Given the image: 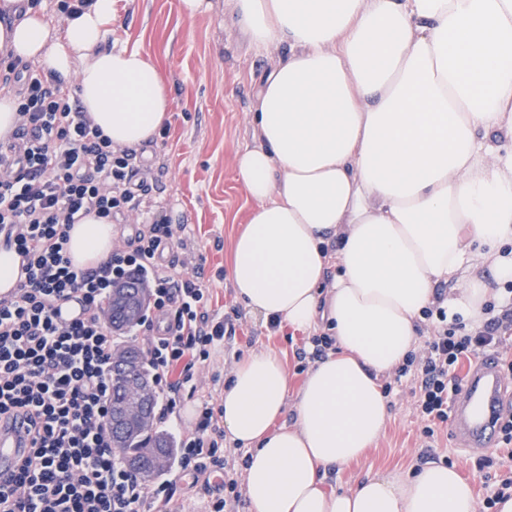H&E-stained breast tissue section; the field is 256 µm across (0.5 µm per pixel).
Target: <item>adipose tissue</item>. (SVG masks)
I'll return each instance as SVG.
<instances>
[{"label":"adipose tissue","instance_id":"1","mask_svg":"<svg viewBox=\"0 0 512 512\" xmlns=\"http://www.w3.org/2000/svg\"><path fill=\"white\" fill-rule=\"evenodd\" d=\"M253 45L280 53L256 82L253 143L234 168L253 206L231 257L250 314L334 350L291 390L273 351L237 363L220 398L244 448L249 512H478L471 486L431 462L328 490L327 468L376 445L381 380L416 348L439 283L469 326L512 282V0H231ZM112 0L52 26L35 0H0V54L78 75L113 144H147L168 80L138 49H105ZM112 225L70 232L74 265L112 251ZM293 423H283L286 413Z\"/></svg>","mask_w":512,"mask_h":512}]
</instances>
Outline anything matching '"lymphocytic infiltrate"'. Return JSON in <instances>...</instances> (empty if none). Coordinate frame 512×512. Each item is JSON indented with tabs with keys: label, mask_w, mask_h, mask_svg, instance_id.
<instances>
[{
	"label": "lymphocytic infiltrate",
	"mask_w": 512,
	"mask_h": 512,
	"mask_svg": "<svg viewBox=\"0 0 512 512\" xmlns=\"http://www.w3.org/2000/svg\"><path fill=\"white\" fill-rule=\"evenodd\" d=\"M14 82L18 124L0 141V228L7 233L0 243L21 257L26 277L16 300L0 305V415L25 411L30 444L18 457L14 484L0 485V512H161L175 494L172 481L146 485L117 460L106 432L114 331L104 306L121 283L138 279L150 288L136 333L146 341L163 421L177 413L183 391L196 389V364L233 339L234 321L210 315L208 288L178 272L177 260H163L184 230L164 217L135 225L95 266L72 263L67 244L74 224L90 215L111 221L142 211L133 183L136 152L113 146L68 86L40 66L10 62L0 83ZM32 126L42 141L29 147L19 138ZM72 298L83 301L84 318L58 320L57 306ZM485 312L486 320L467 330L448 322L439 304L427 307L422 315L431 326L420 353L409 354L382 387L388 395L409 384L425 445L451 416L463 361L492 349L512 375V354L504 348L512 302L499 310L486 305ZM222 414L202 403L183 433L179 463L192 478L226 473ZM500 448L510 464L486 483V512L512 496V413L502 422ZM224 490L210 512L239 502L238 483L227 473Z\"/></svg>",
	"instance_id": "1"
}]
</instances>
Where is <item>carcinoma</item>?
I'll return each instance as SVG.
<instances>
[{"mask_svg":"<svg viewBox=\"0 0 512 512\" xmlns=\"http://www.w3.org/2000/svg\"><path fill=\"white\" fill-rule=\"evenodd\" d=\"M149 289L142 282H129L113 289L109 306L112 329L126 331L131 328L148 307ZM122 462L141 480L151 482L164 474L176 458L174 441L168 434L153 426L146 432L131 431L119 439Z\"/></svg>","mask_w":512,"mask_h":512,"instance_id":"carcinoma-1","label":"carcinoma"}]
</instances>
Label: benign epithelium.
Here are the masks:
<instances>
[{
  "label": "benign epithelium",
  "mask_w": 512,
  "mask_h": 512,
  "mask_svg": "<svg viewBox=\"0 0 512 512\" xmlns=\"http://www.w3.org/2000/svg\"><path fill=\"white\" fill-rule=\"evenodd\" d=\"M113 364L120 367L127 380V396L120 402L110 405L108 429L131 430L148 429L152 422L149 406L152 399V387L149 381L136 369L133 355L125 351L113 354Z\"/></svg>",
  "instance_id": "benign-epithelium-1"
}]
</instances>
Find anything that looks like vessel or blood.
<instances>
[{
  "label": "vessel or blood",
  "mask_w": 512,
  "mask_h": 512,
  "mask_svg": "<svg viewBox=\"0 0 512 512\" xmlns=\"http://www.w3.org/2000/svg\"><path fill=\"white\" fill-rule=\"evenodd\" d=\"M512 408L508 387L492 356H480L470 367L462 391L452 408V434L463 447L479 451L497 444L500 419ZM24 417L10 416L8 428L0 427V483L10 484L16 474L20 453L17 439Z\"/></svg>",
  "instance_id": "vessel-or-blood-1"
}]
</instances>
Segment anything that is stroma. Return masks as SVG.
I'll list each match as a JSON object with an SVG mask.
<instances>
[{
  "instance_id": "stroma-1",
  "label": "stroma",
  "mask_w": 512,
  "mask_h": 512,
  "mask_svg": "<svg viewBox=\"0 0 512 512\" xmlns=\"http://www.w3.org/2000/svg\"><path fill=\"white\" fill-rule=\"evenodd\" d=\"M112 15L105 47L146 52L166 74L173 100L164 133L155 134L136 151V165L149 183L144 200L170 223L184 225L174 252L186 262L189 274L209 288L210 314L224 316L237 305L230 279L231 253L251 207L235 179L234 156L253 142L256 78L275 64L278 54L248 41L234 23L230 0H202L191 15L180 0H113ZM303 339L300 333L269 331L262 319L242 312L235 340L216 346L199 365L197 390L184 393L183 405L218 403L232 366L261 347L282 358L291 371V387L299 388L303 377L294 371L295 351ZM388 401L390 417L376 447L329 471L327 488L348 489L375 474L415 467L422 441L414 397L403 387L394 389ZM447 457L471 482L475 495H483L480 452L459 449L445 427L431 458L440 462ZM167 478L177 486L170 512H208L210 502L224 495L217 473L197 486L176 467Z\"/></svg>"
}]
</instances>
